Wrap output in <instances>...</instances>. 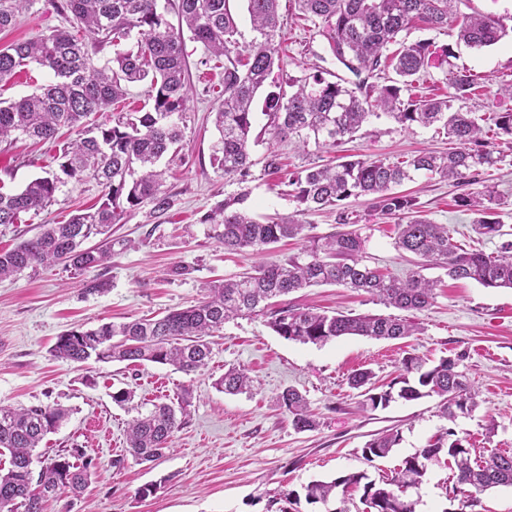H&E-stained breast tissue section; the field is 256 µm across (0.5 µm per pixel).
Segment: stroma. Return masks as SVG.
<instances>
[{
    "mask_svg": "<svg viewBox=\"0 0 512 512\" xmlns=\"http://www.w3.org/2000/svg\"><path fill=\"white\" fill-rule=\"evenodd\" d=\"M61 0H35L14 28L0 32V47L63 27ZM287 18L281 31L283 71L302 77L315 68L336 71L327 43L294 0H280ZM410 40L427 39L452 45L449 65H436L417 75L415 94L442 92L449 67L478 75L483 87L471 102L474 112H512V98L498 95L499 77L512 75V37L477 51L456 41L455 27L414 29ZM190 65L183 130V163L167 177L163 189L172 206L161 217L143 206L113 225L111 261L77 272L64 265L40 266L0 280V403L14 407L51 406L68 409V418L36 448L38 459L61 450L85 449L93 460L90 482L80 495L69 493L43 502V512H279L273 501L281 490H303L315 480L349 472H366L378 480L402 461L435 442L446 431L467 438L476 458L501 451L512 454V289L486 288L472 280L445 278L438 268L427 277L441 279L432 306L407 312L414 335L397 340L343 336L325 345L284 339L263 315L225 323L211 336L207 366L185 374L173 366L149 363L88 362L79 366L55 358L58 336L75 326L94 328L162 315L195 304L204 284L242 273L258 262L252 251L226 253L204 216L225 197L246 193L247 207L260 216L296 215L315 234L336 230L332 210L304 212L279 184L291 169L321 165L330 158L354 155L397 160L422 151H448L445 136L431 128L400 130L390 118L374 120V137L348 141L328 151L302 154L281 143L285 167L265 171L259 160L265 145L255 146L247 182L225 177L213 165L212 110L222 88L224 67L218 60L201 66L204 48L187 41ZM70 137L60 130L55 142L20 140L0 143V188L18 191L27 181L56 169L62 144ZM416 196L424 215L447 225L454 240L469 246L470 212L455 204L460 189L424 174L403 186ZM101 187L93 180L62 187L48 211L23 215L21 223L0 225V250L15 247L39 231L40 225L62 222L76 209L100 203ZM365 255L371 265L402 277L413 267L409 254L394 244V225L373 218L363 230ZM287 303L315 306L352 315L387 314L384 305L364 293L334 285L305 288ZM416 354L429 362L458 359L464 381L479 392V405L455 420L443 418L438 400L402 399L387 408L364 411L349 374L371 369L380 385L399 375L400 361ZM231 367L253 379L250 392L227 395L215 383ZM292 387L306 396L319 425L298 432L276 396ZM131 390L133 399L116 405L113 392ZM189 395L190 406L166 455L152 463L135 461L127 451L129 421L157 403ZM396 428L401 441L388 457L366 462L364 444L372 435ZM154 493L140 496L145 486ZM417 512H512V488H496L469 499L455 488L447 460L430 462L420 489Z\"/></svg>",
    "mask_w": 512,
    "mask_h": 512,
    "instance_id": "35a3bbf8",
    "label": "stroma"
}]
</instances>
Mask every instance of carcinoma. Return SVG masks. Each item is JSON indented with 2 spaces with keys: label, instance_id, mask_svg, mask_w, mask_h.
Here are the masks:
<instances>
[{
  "label": "carcinoma",
  "instance_id": "carcinoma-1",
  "mask_svg": "<svg viewBox=\"0 0 512 512\" xmlns=\"http://www.w3.org/2000/svg\"><path fill=\"white\" fill-rule=\"evenodd\" d=\"M34 0H0V32L15 26L20 13ZM300 11L318 20V33L329 52L350 78L329 81L318 70L303 79H275L282 70L276 38L281 32L279 0H247V12L256 36L244 48L236 38L238 26L229 0H64V28L0 48V83L36 65L53 73V81L11 101H0V141L19 135L52 140L60 128L73 129L76 138L59 156L58 171L29 180L14 193L0 191V225L16 224L20 214L35 215L52 205L60 188L86 178L98 182L105 200L94 209L78 210L64 223L44 224L33 237L15 248L0 251V279L38 265L64 264L85 271L112 258V225L144 204L163 215L171 199L162 190L170 166L180 160L182 130L179 119L189 101L184 33L203 45L207 57H224V89L216 99L212 160L227 177L243 183L251 175V148L269 140L286 139L302 150L330 149L344 139L364 138V125L383 115L401 129L435 126L456 147L446 153L421 152L396 162L381 157H339L322 165L289 173L284 194L307 211L336 210L338 231L318 236L312 227L292 216L257 217L245 206L247 194L224 199L205 222L221 227L216 235L226 251L252 249L267 252L283 239L301 238L298 256L266 260L249 271L204 288L196 304L160 317L123 323H103L95 329L73 328L59 336L58 358L76 364L130 361L169 364L190 373L204 367L212 350L207 337L237 316L269 312L270 328L283 338L323 345L341 336L402 339L414 325L392 315L327 314L315 308L284 305L272 300L296 290L336 285L369 294L372 299L401 310H423L435 299L439 280L423 271L440 268L454 280L470 279L485 288H512V240L485 253L465 249L450 235L446 224H435L419 214L417 198L397 190L420 172L450 180L458 186L477 183V177L501 161L496 140L512 138V112L478 115L469 106L478 76L468 69L448 70L446 92L412 97V78L432 61L453 56L449 47L436 48L427 40L408 42L402 33L416 21L439 30L448 26L457 0H295ZM177 24L166 18L168 10ZM137 33L136 48L124 50L122 40ZM508 35L500 19L467 15L456 26L457 41L482 50ZM112 47V63L94 66L93 55ZM392 69L395 77L377 87L369 80ZM148 85V104L125 112L110 123L89 126L84 119L107 109L132 85ZM270 86L263 102L267 122L263 134L253 135L257 93ZM369 201L370 217L395 220L396 245L414 256V269L403 278L385 274L365 263L364 239L356 226L363 217L344 205L354 198ZM456 205L474 215L472 230L490 240L509 232L498 218L495 191L464 192ZM98 239L93 246L86 245ZM458 360L443 357L431 366L414 354L401 360V374L387 386H378L370 369L348 377L359 391L362 409L385 408L396 399L440 398L441 416L451 421L472 412L477 392L461 379ZM243 369L232 367L217 385L235 394L251 387ZM298 432L318 426L308 400L288 388L277 398ZM187 400L174 406L157 404L128 427L129 454L153 462L171 447L181 425ZM65 410L51 406L14 408L0 405V455L8 452L9 468L0 471V512H42L46 497L66 491L80 493L91 477V460L81 448H71L33 470V450L56 429ZM399 430L390 429L362 448L368 462L387 457L399 445ZM445 455L455 472L456 488L473 498L496 487H512V454L492 453L472 458L464 440L448 432V446L437 441L405 458L394 474L379 482L363 472L317 480L305 487L309 503L326 504L362 487L374 512H416L417 501L406 495L419 490L427 463ZM37 485L39 490L32 489Z\"/></svg>",
  "mask_w": 512,
  "mask_h": 512
}]
</instances>
